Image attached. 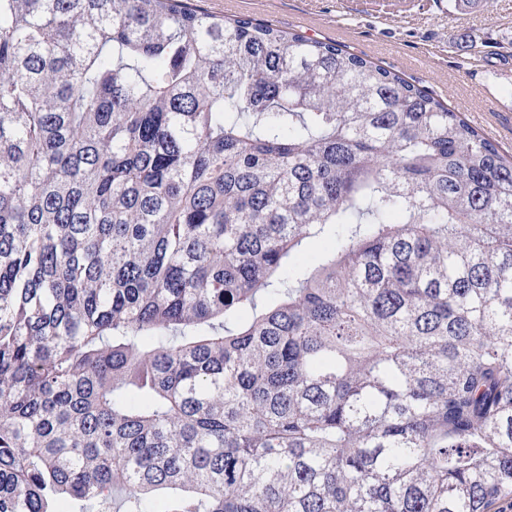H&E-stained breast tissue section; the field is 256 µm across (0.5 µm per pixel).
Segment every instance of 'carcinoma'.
I'll use <instances>...</instances> for the list:
<instances>
[{
	"label": "carcinoma",
	"instance_id": "obj_1",
	"mask_svg": "<svg viewBox=\"0 0 512 512\" xmlns=\"http://www.w3.org/2000/svg\"><path fill=\"white\" fill-rule=\"evenodd\" d=\"M118 488L512 500V156L332 43L185 0H0V512ZM328 237L314 238L309 240L303 247L301 253L295 259L300 266H310L320 257L323 251L331 245Z\"/></svg>",
	"mask_w": 512,
	"mask_h": 512
}]
</instances>
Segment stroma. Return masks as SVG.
Listing matches in <instances>:
<instances>
[{
	"label": "stroma",
	"mask_w": 512,
	"mask_h": 512,
	"mask_svg": "<svg viewBox=\"0 0 512 512\" xmlns=\"http://www.w3.org/2000/svg\"><path fill=\"white\" fill-rule=\"evenodd\" d=\"M331 41L429 90L512 155V0H188Z\"/></svg>",
	"instance_id": "35a3bbf8"
}]
</instances>
